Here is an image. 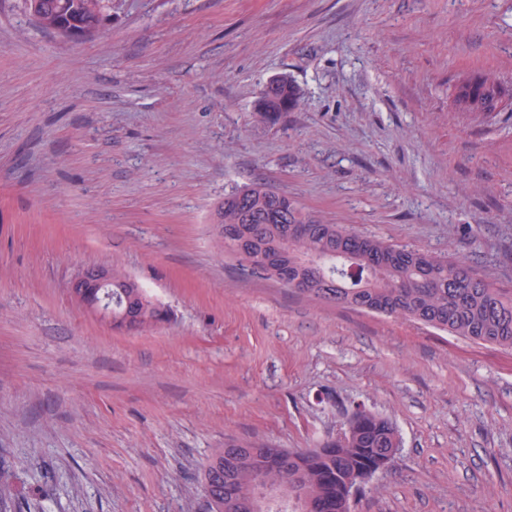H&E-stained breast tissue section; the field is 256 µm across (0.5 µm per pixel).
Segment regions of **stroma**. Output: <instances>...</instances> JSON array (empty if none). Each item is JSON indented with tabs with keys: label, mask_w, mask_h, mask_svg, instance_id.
I'll list each match as a JSON object with an SVG mask.
<instances>
[{
	"label": "stroma",
	"mask_w": 512,
	"mask_h": 512,
	"mask_svg": "<svg viewBox=\"0 0 512 512\" xmlns=\"http://www.w3.org/2000/svg\"><path fill=\"white\" fill-rule=\"evenodd\" d=\"M465 73L512 88V0H112L81 42L0 0V512H207L225 442L310 448L357 402L402 446L354 512H512V349L243 276L213 226L262 183L512 288V104L453 111ZM91 262L165 321L75 303ZM259 98L255 112H290L298 105L300 90L294 81L284 75L270 80Z\"/></svg>",
	"instance_id": "obj_1"
}]
</instances>
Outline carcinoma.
Instances as JSON below:
<instances>
[{
	"mask_svg": "<svg viewBox=\"0 0 512 512\" xmlns=\"http://www.w3.org/2000/svg\"><path fill=\"white\" fill-rule=\"evenodd\" d=\"M94 25L108 16L109 0H24L27 13ZM502 83L490 75L466 76L454 86L457 112H497ZM300 99L284 75L270 80L255 111L289 112ZM217 224L224 253L247 276L275 280L294 293L356 310L411 320L451 336L512 348V289L487 281L468 258L433 256L389 244L307 212L283 192L252 184L224 195ZM303 231L285 237V225ZM167 311L140 282L112 269V328L140 333ZM226 442L208 462L204 481L219 486L208 512H352L350 491L388 466L399 450L395 425L363 404L346 413L342 432L312 448Z\"/></svg>",
	"mask_w": 512,
	"mask_h": 512,
	"instance_id": "1",
	"label": "carcinoma"
}]
</instances>
